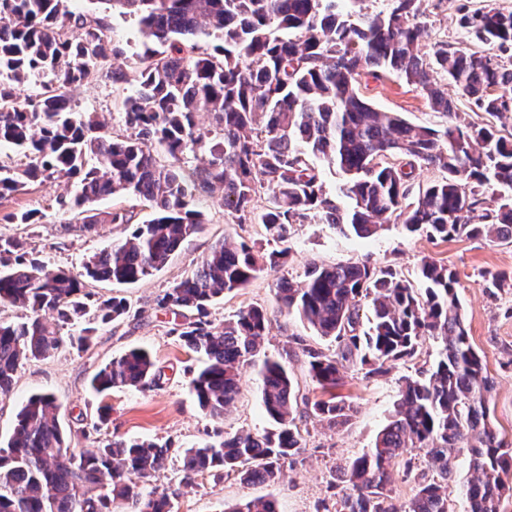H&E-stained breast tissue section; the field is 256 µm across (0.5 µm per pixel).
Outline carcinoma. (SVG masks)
Instances as JSON below:
<instances>
[{
	"label": "carcinoma",
	"instance_id": "1",
	"mask_svg": "<svg viewBox=\"0 0 512 512\" xmlns=\"http://www.w3.org/2000/svg\"><path fill=\"white\" fill-rule=\"evenodd\" d=\"M105 5L94 17L76 14L70 0H0V199L51 179L75 186L59 198L69 230L97 232L102 224H131L133 211L93 204L135 196L150 218L129 238L103 248L82 270L53 266L14 236L0 235V306L24 311L0 320V399L10 397L24 360L46 359L66 343L91 345L96 326L129 313L124 298L94 305L89 282L132 285L160 271L207 223L200 204L219 194L232 224L263 225L268 249L224 238L195 269L156 298L159 309L194 311L173 329L182 345L205 359L191 380L199 408L213 419L240 392L239 366L253 364L266 336L264 309L241 310L216 323L208 308L264 272L287 265L289 228L331 224L341 234L369 238L391 221L431 239L485 238L512 242V139L491 124H460L452 86L476 110L512 112V68L478 51L448 44L418 50L423 0H387L376 13L352 11L342 0H88ZM137 20L142 41L130 53L108 35L109 13ZM459 26L473 39L512 46V12L458 7ZM134 61L137 88L122 103L125 131L114 134L95 113L76 109L70 90L98 77L128 80L114 67ZM394 74L419 90L442 130L380 112L360 94L362 76ZM441 73L445 82L435 79ZM211 126L202 131L198 117ZM341 176L326 190L317 162ZM442 172L410 199L415 166ZM503 194L488 203L483 187ZM266 194L267 204L256 201ZM44 214L20 210L11 224H40ZM417 289L390 267L366 262L313 265L300 282L282 275L276 294L288 313L337 350L303 349L308 372L329 397L308 401L293 376L266 357L259 373L272 432L217 430L213 440L184 451L180 485L200 475L274 483L281 464L302 450L299 420L314 416L346 424L353 403L336 399L343 363L359 361L382 376L415 357L421 340H440L435 362L403 378L399 400L374 447L340 470L349 491L324 512H448L453 461L468 455V512H501L512 477V446L489 417L492 380L470 342L458 279L446 265L423 258ZM368 327L360 329L361 306ZM68 336H63L64 330ZM161 372L144 349L112 358L90 379L104 393L114 387L159 386ZM61 403L36 393L22 404L7 445L0 446V512H173L168 495L150 489L166 469L170 448L153 441L105 439L93 451L77 444L90 431H67ZM423 453L430 478L399 503L393 470L410 476ZM227 512H279L273 498L238 503Z\"/></svg>",
	"mask_w": 512,
	"mask_h": 512
}]
</instances>
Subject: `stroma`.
<instances>
[{"label": "stroma", "instance_id": "stroma-1", "mask_svg": "<svg viewBox=\"0 0 512 512\" xmlns=\"http://www.w3.org/2000/svg\"><path fill=\"white\" fill-rule=\"evenodd\" d=\"M461 5L471 10L490 5L512 12V0H425L420 18L425 29L422 52L441 43L476 48V41L468 38L458 24L457 8ZM135 86L132 79L118 84L94 79L77 87L73 98L82 111L97 113L119 131L123 128V99ZM359 91L378 110L401 113L412 124L437 130L448 124L446 115L433 111L421 93L401 78L366 77ZM67 191L65 184L51 180L0 200V234L26 239L41 259L73 270L79 269L87 255L130 236L133 227L129 224H105L98 233L87 236L65 231L67 217L58 211L56 200ZM21 209L40 210L43 222L26 225L5 221V214ZM205 211L208 222L202 231L173 254L161 271L134 285L92 284L97 297H126L133 316L99 326L89 350L67 347L55 357L24 362L10 398L0 399V442H7L21 402L32 393L47 392L60 400L62 422L68 429L88 427L96 420L99 408L105 406L109 416L100 437L169 444L167 468L153 486L160 493L174 492V512H224L237 502L268 496L277 500L280 512H324V504L336 499V491L330 486L334 469L373 447L390 420L402 377L431 364L439 343L433 337H425L413 359L395 362L381 377L366 376L360 364L347 362L346 383L338 393L356 405L355 416L338 428L328 427L312 416L302 419L303 452L295 462L284 465L278 483L247 485L229 476L208 477L192 486L179 487L177 475L184 450L204 443L214 429L232 434L242 429L261 433L272 427L262 404L261 380L256 367L250 365L243 366L241 392L222 419H210L200 411L189 389L199 360L186 352L172 332L178 315L157 311L155 306L160 291L189 273L211 245L224 236L258 249L265 247L262 225L228 223L220 198L209 199ZM288 244L292 253L288 275L297 281L313 264L358 261L390 267L414 285L419 282L417 272L422 258H433L455 271L470 341L482 355L493 381L491 419L499 436L512 443V287L489 291L481 278L488 271L512 275V243L466 237L432 240L422 233H408L402 224L393 222L368 239L343 236L328 224H296L290 228ZM276 280L273 272L259 275L246 288L225 295L214 304L211 317L220 322L252 306L266 309L270 323L262 354L287 357L300 396L313 400L319 397L320 390L308 374L304 351H325L332 344L287 314L276 296ZM132 348L151 354L165 373L162 385L146 391L119 387L105 396L96 395L89 386L94 372L113 356Z\"/></svg>", "mask_w": 512, "mask_h": 512}]
</instances>
